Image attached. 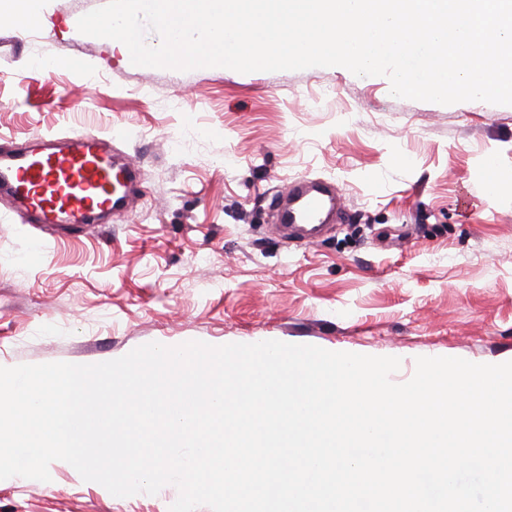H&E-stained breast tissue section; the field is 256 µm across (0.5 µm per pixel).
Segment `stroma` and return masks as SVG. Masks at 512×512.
<instances>
[{"instance_id": "stroma-1", "label": "stroma", "mask_w": 512, "mask_h": 512, "mask_svg": "<svg viewBox=\"0 0 512 512\" xmlns=\"http://www.w3.org/2000/svg\"><path fill=\"white\" fill-rule=\"evenodd\" d=\"M106 3L36 0L38 23L0 22V150L92 125L140 171L98 224L33 225L0 194V366L195 340L396 356V383L421 356L512 361V105L398 98L335 66L144 68L79 32ZM302 177L343 200L307 244L274 227ZM54 472L0 483V512H169L178 496Z\"/></svg>"}]
</instances>
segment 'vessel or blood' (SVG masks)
I'll return each instance as SVG.
<instances>
[{
  "label": "vessel or blood",
  "mask_w": 512,
  "mask_h": 512,
  "mask_svg": "<svg viewBox=\"0 0 512 512\" xmlns=\"http://www.w3.org/2000/svg\"><path fill=\"white\" fill-rule=\"evenodd\" d=\"M41 143L38 150L20 144L0 152V189L23 204L33 223L94 224L103 213L126 206L135 193L137 169L117 163L108 137L95 128L61 147L49 134ZM334 190L331 184H290L282 225L307 232L318 228Z\"/></svg>",
  "instance_id": "obj_1"
}]
</instances>
